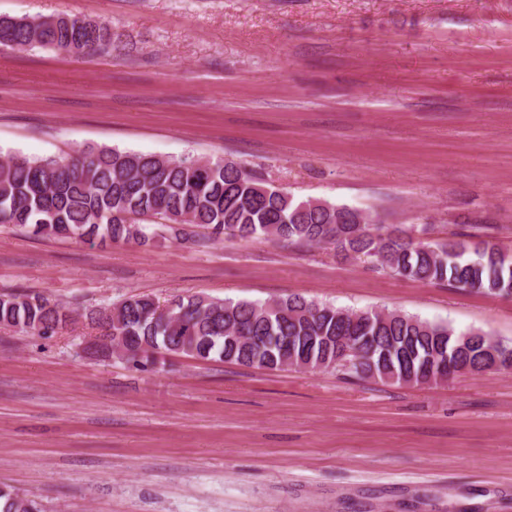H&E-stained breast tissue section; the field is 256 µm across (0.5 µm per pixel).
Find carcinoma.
I'll return each mask as SVG.
<instances>
[{"label":"carcinoma","mask_w":512,"mask_h":512,"mask_svg":"<svg viewBox=\"0 0 512 512\" xmlns=\"http://www.w3.org/2000/svg\"><path fill=\"white\" fill-rule=\"evenodd\" d=\"M0 48L93 55L112 48L102 22L77 16L0 18ZM0 224L80 242L145 245L161 227L176 241L193 229L240 239L331 245L344 258H367L388 273L428 284L488 294L512 290V260L496 245L450 237L435 244L387 230L362 210L328 201H299L264 174L234 161L159 158L117 149H84L67 158L8 154L0 161ZM178 317L163 321L160 302L131 295L89 316L110 337L95 354L111 357L116 337L131 359L159 354L280 370L334 369L361 379L437 383L449 355L458 374L497 370L493 353L512 344L482 331L458 332L398 311H350L300 296L267 302L176 296ZM72 312L38 293L0 294V327L53 336ZM0 512H26L24 499L0 488Z\"/></svg>","instance_id":"obj_1"}]
</instances>
